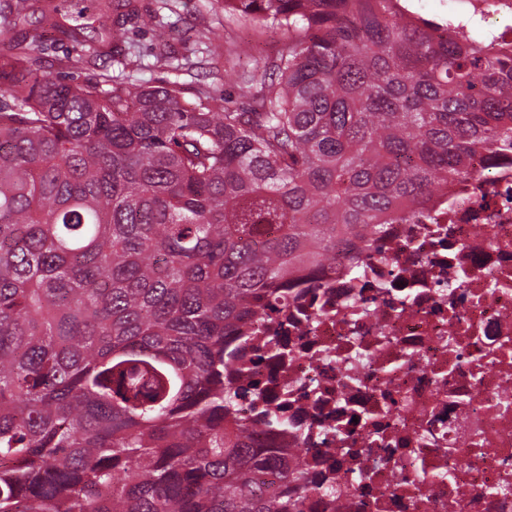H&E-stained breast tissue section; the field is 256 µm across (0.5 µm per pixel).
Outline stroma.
Wrapping results in <instances>:
<instances>
[{"label":"stroma","instance_id":"35a3bbf8","mask_svg":"<svg viewBox=\"0 0 512 512\" xmlns=\"http://www.w3.org/2000/svg\"><path fill=\"white\" fill-rule=\"evenodd\" d=\"M138 20L126 29L122 56H97L101 35L84 32L82 44L53 39L39 15L25 26L28 39L43 49L42 64L77 80L99 73L123 75L135 84L179 82L186 100L198 92L242 101L239 71H225L227 58L246 49L250 59H272L281 49V34L259 21L226 12L223 0H134Z\"/></svg>","mask_w":512,"mask_h":512}]
</instances>
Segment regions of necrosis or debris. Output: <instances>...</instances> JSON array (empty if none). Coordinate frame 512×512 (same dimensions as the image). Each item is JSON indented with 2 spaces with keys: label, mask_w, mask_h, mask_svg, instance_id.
Returning <instances> with one entry per match:
<instances>
[{
  "label": "necrosis or debris",
  "mask_w": 512,
  "mask_h": 512,
  "mask_svg": "<svg viewBox=\"0 0 512 512\" xmlns=\"http://www.w3.org/2000/svg\"><path fill=\"white\" fill-rule=\"evenodd\" d=\"M359 236L224 351L302 512H512V163Z\"/></svg>",
  "instance_id": "obj_1"
}]
</instances>
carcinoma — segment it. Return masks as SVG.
I'll use <instances>...</instances> for the list:
<instances>
[{
    "label": "carcinoma",
    "mask_w": 512,
    "mask_h": 512,
    "mask_svg": "<svg viewBox=\"0 0 512 512\" xmlns=\"http://www.w3.org/2000/svg\"><path fill=\"white\" fill-rule=\"evenodd\" d=\"M15 0L0 23L27 21ZM410 0H224L287 36L248 101L81 83L0 42V512H297L224 420V343L347 237L512 157V40ZM48 24L73 42L130 11ZM278 226L276 234L266 225Z\"/></svg>",
    "instance_id": "obj_1"
}]
</instances>
